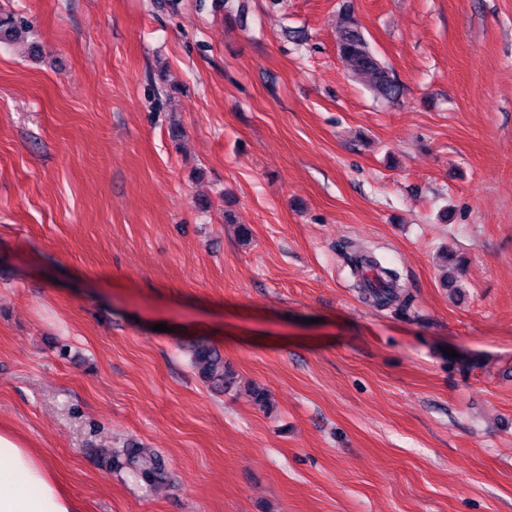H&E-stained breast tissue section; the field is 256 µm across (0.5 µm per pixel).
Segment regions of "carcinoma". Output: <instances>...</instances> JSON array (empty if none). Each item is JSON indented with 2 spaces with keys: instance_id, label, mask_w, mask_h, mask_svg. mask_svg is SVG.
I'll return each instance as SVG.
<instances>
[{
  "instance_id": "1",
  "label": "carcinoma",
  "mask_w": 512,
  "mask_h": 512,
  "mask_svg": "<svg viewBox=\"0 0 512 512\" xmlns=\"http://www.w3.org/2000/svg\"><path fill=\"white\" fill-rule=\"evenodd\" d=\"M30 24L14 17V14H0V39H11ZM339 50L357 76L369 77L373 94L387 101L399 98L401 86L389 69L371 51L357 20L351 12L342 15ZM353 262L362 275L365 298L377 307H385L396 298L398 275L395 270L382 265L378 257L368 251L354 254ZM200 379L215 390L227 388L232 377L224 371V356L204 341L188 347ZM112 465L127 469L131 475L147 487L160 484L165 477L163 459L152 448H145L132 441L126 448L112 453Z\"/></svg>"
}]
</instances>
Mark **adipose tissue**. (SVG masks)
Returning <instances> with one entry per match:
<instances>
[{
    "mask_svg": "<svg viewBox=\"0 0 512 512\" xmlns=\"http://www.w3.org/2000/svg\"><path fill=\"white\" fill-rule=\"evenodd\" d=\"M0 512H81V507L39 453L0 432Z\"/></svg>",
    "mask_w": 512,
    "mask_h": 512,
    "instance_id": "1",
    "label": "adipose tissue"
}]
</instances>
